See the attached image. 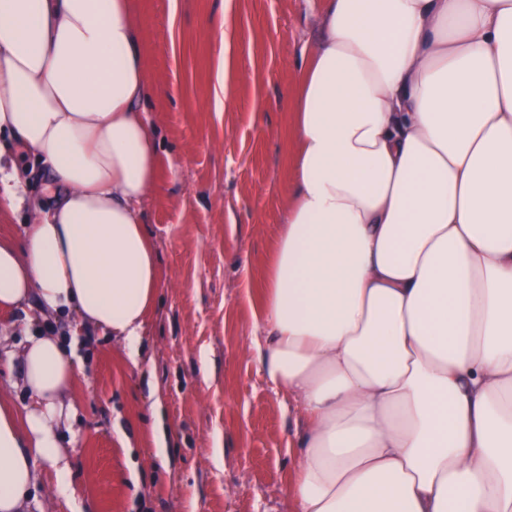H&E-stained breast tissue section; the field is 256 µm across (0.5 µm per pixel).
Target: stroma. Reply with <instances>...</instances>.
Here are the masks:
<instances>
[{"label":"stroma","instance_id":"obj_1","mask_svg":"<svg viewBox=\"0 0 512 512\" xmlns=\"http://www.w3.org/2000/svg\"><path fill=\"white\" fill-rule=\"evenodd\" d=\"M145 114L161 181L142 205L163 272L139 364L83 329L68 397L72 477L38 465L28 512H290L300 412L264 381L259 292L290 203L285 103L317 34V0H133ZM228 40H221V31ZM235 60L225 92L214 64ZM39 314H0V399L24 405L10 361ZM165 457H157L158 441Z\"/></svg>","mask_w":512,"mask_h":512}]
</instances>
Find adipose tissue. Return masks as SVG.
Masks as SVG:
<instances>
[{
	"label": "adipose tissue",
	"instance_id": "adipose-tissue-1",
	"mask_svg": "<svg viewBox=\"0 0 512 512\" xmlns=\"http://www.w3.org/2000/svg\"><path fill=\"white\" fill-rule=\"evenodd\" d=\"M132 0H0V135L45 174L0 310L112 334L162 283L160 178ZM290 205L260 295L264 380L296 404L293 512H512V0H325L288 104ZM75 342L21 354L0 512L71 472Z\"/></svg>",
	"mask_w": 512,
	"mask_h": 512
}]
</instances>
